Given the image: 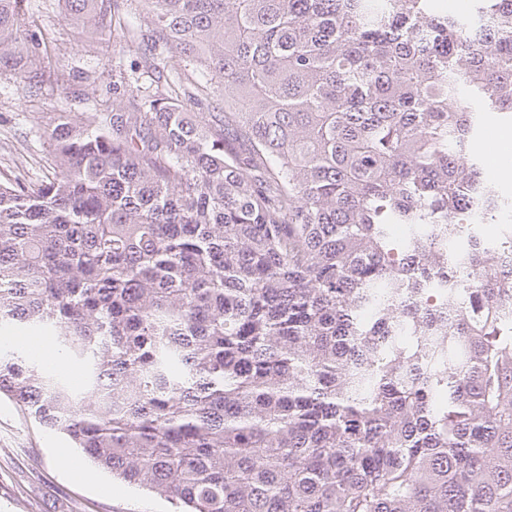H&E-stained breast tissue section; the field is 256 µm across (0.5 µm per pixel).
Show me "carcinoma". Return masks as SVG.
Returning <instances> with one entry per match:
<instances>
[{"mask_svg": "<svg viewBox=\"0 0 512 512\" xmlns=\"http://www.w3.org/2000/svg\"><path fill=\"white\" fill-rule=\"evenodd\" d=\"M0 0V75L54 84ZM128 0H64L111 31ZM224 119L113 69L0 171V395L179 512H512V225L476 150L512 114V0H142ZM230 131L248 155L226 145ZM448 278L446 316L419 303Z\"/></svg>", "mask_w": 512, "mask_h": 512, "instance_id": "carcinoma-1", "label": "carcinoma"}]
</instances>
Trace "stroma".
Segmentation results:
<instances>
[{
    "label": "stroma",
    "instance_id": "35a3bbf8",
    "mask_svg": "<svg viewBox=\"0 0 512 512\" xmlns=\"http://www.w3.org/2000/svg\"><path fill=\"white\" fill-rule=\"evenodd\" d=\"M124 21L130 34L80 33L65 20L62 0H25L19 22L45 41L59 84L31 92L0 77V171L18 169L28 182L47 176L49 149L33 131V115L76 112L93 118L112 100L113 66H122L132 80L142 75L144 45L136 31L151 28L152 20L140 0H131ZM158 56L166 62L168 83L184 89L182 101L190 111L223 115L216 81L188 69L168 50ZM0 512H174V507L85 461L64 435L50 432L2 395Z\"/></svg>",
    "mask_w": 512,
    "mask_h": 512
}]
</instances>
